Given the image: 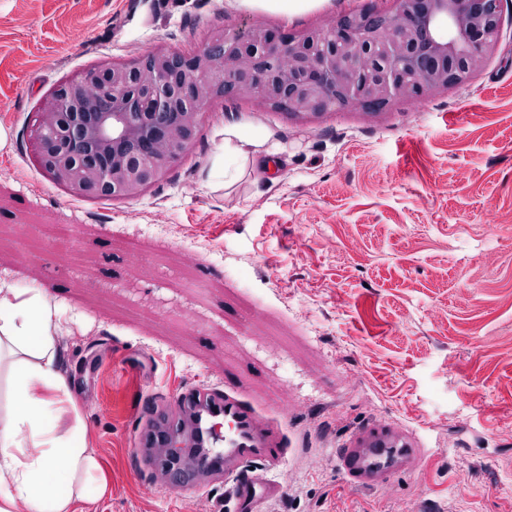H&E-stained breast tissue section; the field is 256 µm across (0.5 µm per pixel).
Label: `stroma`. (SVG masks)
I'll return each instance as SVG.
<instances>
[{
  "label": "stroma",
  "instance_id": "1",
  "mask_svg": "<svg viewBox=\"0 0 512 512\" xmlns=\"http://www.w3.org/2000/svg\"><path fill=\"white\" fill-rule=\"evenodd\" d=\"M468 81L417 100L297 118L217 99L139 196L90 198L40 168L43 99L76 73L192 53L242 24L296 33L393 0H0V288H41L111 482L93 512H222L133 455L179 386L232 381L279 422L286 483L264 512H512V0ZM242 136L224 148V130ZM70 227L67 250L46 234ZM496 249L480 262L481 244ZM403 424L433 458L349 489L337 446ZM243 2L287 15L301 12L314 3L312 0H245Z\"/></svg>",
  "mask_w": 512,
  "mask_h": 512
}]
</instances>
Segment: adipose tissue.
<instances>
[{"mask_svg":"<svg viewBox=\"0 0 512 512\" xmlns=\"http://www.w3.org/2000/svg\"><path fill=\"white\" fill-rule=\"evenodd\" d=\"M40 288H0V512H86L109 479L63 369Z\"/></svg>","mask_w":512,"mask_h":512,"instance_id":"1","label":"adipose tissue"}]
</instances>
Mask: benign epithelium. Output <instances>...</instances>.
Masks as SVG:
<instances>
[{
	"label": "benign epithelium",
	"instance_id": "7a95c632",
	"mask_svg": "<svg viewBox=\"0 0 512 512\" xmlns=\"http://www.w3.org/2000/svg\"><path fill=\"white\" fill-rule=\"evenodd\" d=\"M392 14L288 33L226 32L193 54L86 69L44 102L41 168L89 197L133 198L195 142L198 110L225 88L294 117L340 104L377 109L465 82L498 42L501 0H394ZM110 105H104V101Z\"/></svg>",
	"mask_w": 512,
	"mask_h": 512
}]
</instances>
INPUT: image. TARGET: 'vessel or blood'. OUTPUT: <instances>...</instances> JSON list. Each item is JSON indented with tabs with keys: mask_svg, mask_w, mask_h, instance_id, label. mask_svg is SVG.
Instances as JSON below:
<instances>
[{
	"mask_svg": "<svg viewBox=\"0 0 512 512\" xmlns=\"http://www.w3.org/2000/svg\"><path fill=\"white\" fill-rule=\"evenodd\" d=\"M168 403L161 433L167 446L192 455L196 468L192 475L174 471L178 490L201 491L202 476L223 479L228 512H263L267 502L283 494L280 481H264L246 470L252 461L279 465L286 452L282 428L262 425L255 408L232 385L220 393L206 385L179 388ZM337 455L346 485L355 489L378 488L407 467L424 468L418 444L403 426L385 420L352 432Z\"/></svg>",
	"mask_w": 512,
	"mask_h": 512,
	"instance_id": "b4317fda",
	"label": "vessel or blood"
}]
</instances>
